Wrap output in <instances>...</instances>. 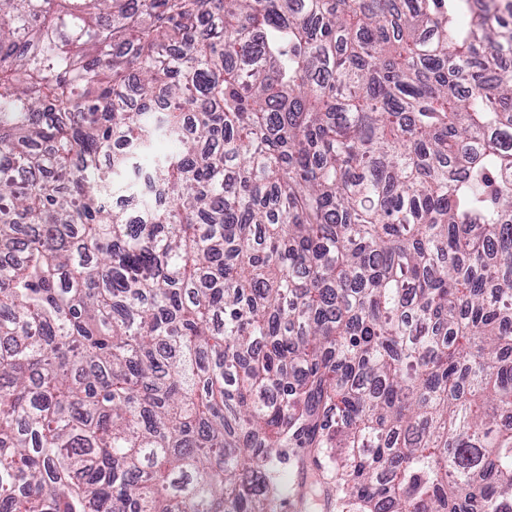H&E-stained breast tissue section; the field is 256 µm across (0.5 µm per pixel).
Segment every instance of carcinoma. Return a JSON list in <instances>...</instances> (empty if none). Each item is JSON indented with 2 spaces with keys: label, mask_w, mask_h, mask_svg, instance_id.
I'll return each instance as SVG.
<instances>
[{
  "label": "carcinoma",
  "mask_w": 512,
  "mask_h": 512,
  "mask_svg": "<svg viewBox=\"0 0 512 512\" xmlns=\"http://www.w3.org/2000/svg\"><path fill=\"white\" fill-rule=\"evenodd\" d=\"M506 15L0 0V512H512Z\"/></svg>",
  "instance_id": "cac0c4a2"
}]
</instances>
